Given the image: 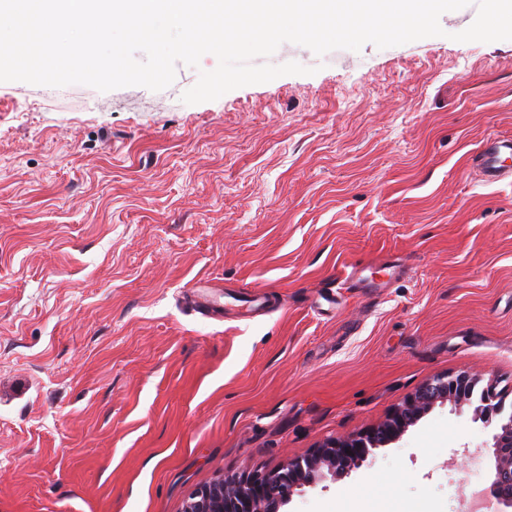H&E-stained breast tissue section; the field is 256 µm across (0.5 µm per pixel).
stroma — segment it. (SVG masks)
Instances as JSON below:
<instances>
[{
	"label": "stroma",
	"instance_id": "35a3bbf8",
	"mask_svg": "<svg viewBox=\"0 0 512 512\" xmlns=\"http://www.w3.org/2000/svg\"><path fill=\"white\" fill-rule=\"evenodd\" d=\"M443 36L315 55L182 102L164 90L0 82V512H183L221 476L362 433L433 376L512 388V40ZM199 279L273 293L201 317ZM490 431L436 406L285 512H460ZM512 141L487 138L477 153L480 175L486 184H494L507 176H512Z\"/></svg>",
	"mask_w": 512,
	"mask_h": 512
}]
</instances>
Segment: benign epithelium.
Here are the masks:
<instances>
[{"mask_svg":"<svg viewBox=\"0 0 512 512\" xmlns=\"http://www.w3.org/2000/svg\"><path fill=\"white\" fill-rule=\"evenodd\" d=\"M507 394L484 374L462 370L437 376L406 398L375 428L331 440L303 458L243 476L219 477L196 491L183 512H281L306 488L336 481L361 467L374 450L397 441L437 404L471 411V420L494 425L489 452V483L478 497L492 512H512V412L505 413Z\"/></svg>","mask_w":512,"mask_h":512,"instance_id":"benign-epithelium-1","label":"benign epithelium"}]
</instances>
